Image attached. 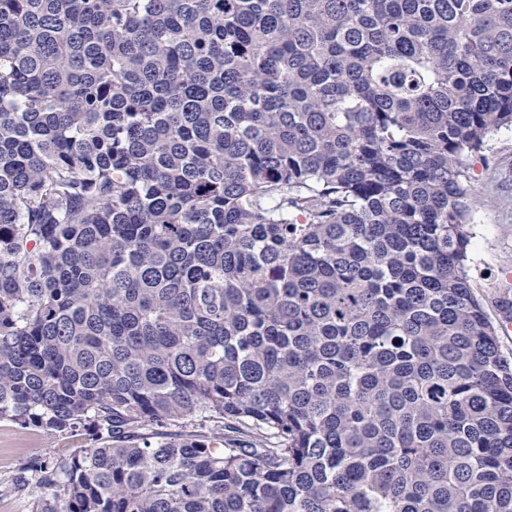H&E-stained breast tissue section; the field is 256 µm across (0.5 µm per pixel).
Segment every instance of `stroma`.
Returning a JSON list of instances; mask_svg holds the SVG:
<instances>
[{"instance_id":"stroma-1","label":"stroma","mask_w":512,"mask_h":512,"mask_svg":"<svg viewBox=\"0 0 512 512\" xmlns=\"http://www.w3.org/2000/svg\"><path fill=\"white\" fill-rule=\"evenodd\" d=\"M468 167L475 193L471 275L498 327L500 350L512 357V129L492 134L483 155L470 158ZM90 445L82 431L58 433L0 420V512H35V498L12 489L28 461L73 455Z\"/></svg>"}]
</instances>
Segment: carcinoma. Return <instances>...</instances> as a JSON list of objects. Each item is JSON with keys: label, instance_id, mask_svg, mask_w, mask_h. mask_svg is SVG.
Returning <instances> with one entry per match:
<instances>
[{"label": "carcinoma", "instance_id": "obj_1", "mask_svg": "<svg viewBox=\"0 0 512 512\" xmlns=\"http://www.w3.org/2000/svg\"><path fill=\"white\" fill-rule=\"evenodd\" d=\"M512 0H0V419L37 512H512L467 161ZM84 431L58 433L0 420V512H35L36 499L9 492L19 469L36 458L69 456L92 444Z\"/></svg>", "mask_w": 512, "mask_h": 512}]
</instances>
